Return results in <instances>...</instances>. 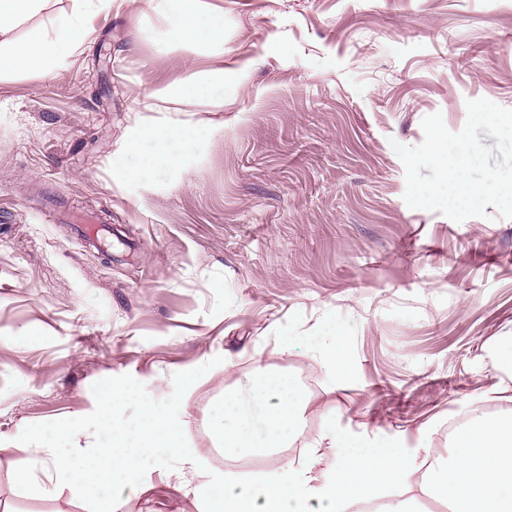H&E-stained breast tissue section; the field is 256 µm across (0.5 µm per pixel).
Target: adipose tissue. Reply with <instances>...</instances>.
Wrapping results in <instances>:
<instances>
[{"instance_id": "obj_1", "label": "adipose tissue", "mask_w": 512, "mask_h": 512, "mask_svg": "<svg viewBox=\"0 0 512 512\" xmlns=\"http://www.w3.org/2000/svg\"><path fill=\"white\" fill-rule=\"evenodd\" d=\"M50 0H0V74L22 71L43 78L72 56L89 33L91 16L110 13L114 0H71L45 32L19 42L17 29L47 11ZM164 34L175 41L220 44L224 19L201 0H144ZM224 87V70L193 73L155 91L146 113L136 119L130 138L117 157L138 155L142 163L122 170L124 179L148 186L152 161L144 156L152 143L169 144V166H180L201 142L214 139L222 127L185 118L174 121L168 111L187 114ZM129 392L115 382L106 387L96 418L108 440L94 453L69 458L45 443L47 436L71 439L76 425L63 421L49 431L34 430L29 439L42 466L72 498L87 502L91 512H120L116 488L137 477L142 458L167 449L180 459L178 479L187 487L199 512H344L374 494V478L409 493L421 488L448 501L452 512H512V415L492 414L472 403V419L453 437L448 459L425 456L423 466L410 464L396 442L368 443L333 428L307 440L299 460L254 480L225 477L205 469L188 446L187 400L159 398L144 403L135 427L117 423L112 415ZM310 399L306 388L287 372L257 367L236 388L226 391L211 425L217 448L228 457L279 455L302 438ZM327 471H320L321 463Z\"/></svg>"}]
</instances>
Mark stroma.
Wrapping results in <instances>:
<instances>
[{
	"mask_svg": "<svg viewBox=\"0 0 512 512\" xmlns=\"http://www.w3.org/2000/svg\"><path fill=\"white\" fill-rule=\"evenodd\" d=\"M224 43L164 40L142 0H116L51 77L0 80V502L10 512H88L57 491L18 493L28 433L76 424L59 453L94 450L102 390L132 391L134 426L165 390L188 398L205 468H217L213 409L261 363L309 379L306 432L333 427L447 456L449 421L483 398L512 413V218L457 223L410 208L392 142L415 146L441 113L461 131L467 102L512 108V0H204ZM223 68L224 126L178 168L149 145V188L110 158L148 97ZM102 216L112 249L80 243L60 205ZM346 327L344 366L330 337ZM289 353H281L282 342ZM255 350L223 370L225 354ZM176 456L144 458L121 512H195Z\"/></svg>",
	"mask_w": 512,
	"mask_h": 512,
	"instance_id": "stroma-1",
	"label": "stroma"
}]
</instances>
